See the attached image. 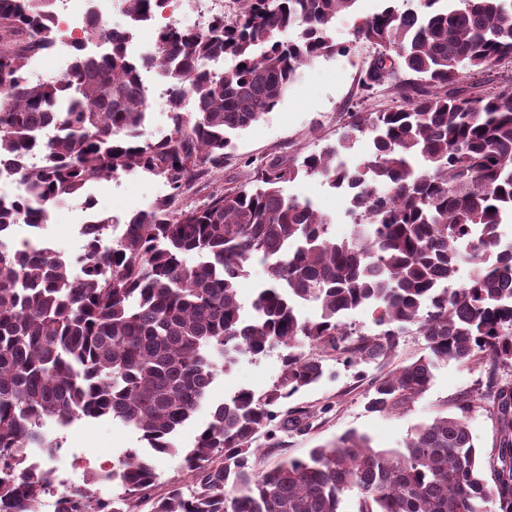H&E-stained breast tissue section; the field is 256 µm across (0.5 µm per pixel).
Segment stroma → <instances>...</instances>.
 <instances>
[{"mask_svg": "<svg viewBox=\"0 0 512 512\" xmlns=\"http://www.w3.org/2000/svg\"><path fill=\"white\" fill-rule=\"evenodd\" d=\"M389 5L401 11L415 10L419 0H356L351 11L337 18L332 33L333 40L344 45V52L319 58L306 67L288 96L273 112L239 132L223 169L215 173L209 186L182 197L179 207L203 205L213 191L247 182L246 160L275 156L294 158L335 143L340 117L356 102L360 75L374 53L371 44L358 37L355 24ZM286 191L298 198L313 200L322 212L333 216L334 223L329 229L332 237L349 236L351 224L344 214L342 193L307 177L288 183ZM168 192L164 179L144 172L95 180L86 189L94 203L93 211L120 220L147 208ZM88 213L77 200L53 207L44 230L46 240L67 255H79L84 245L80 227ZM304 351L322 359L326 375L318 384L288 399L286 405L311 411L312 426L304 434L279 433L272 445L266 439H258L259 452L253 458L256 470H266L286 458L307 456L310 449L347 431L368 436L377 447H397L417 424L446 415L458 399L479 396L486 379V364L462 367L449 363L436 371L429 391L410 409L392 416H380L366 412L364 408L365 378L378 374L377 365H367L360 372L345 366L332 350L308 345ZM282 354V348L278 347L257 358L241 355L229 371L219 373L210 388L206 405L198 409L179 432L180 454L157 457L159 478L150 491V501L142 503L140 512H151L153 500L165 495L171 483L190 487L191 477L184 468L181 454L192 447L198 430L209 419L211 408L242 389L258 395L267 392L281 371ZM45 432L48 437L62 442L53 462L56 472L68 471L73 459L81 458L83 467L78 474L84 482L103 467L116 464L126 450L144 446L132 427L115 420L82 419L65 428L50 422L46 424Z\"/></svg>", "mask_w": 512, "mask_h": 512, "instance_id": "35a3bbf8", "label": "stroma"}]
</instances>
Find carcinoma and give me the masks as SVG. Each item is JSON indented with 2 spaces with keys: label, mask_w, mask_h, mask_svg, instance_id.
<instances>
[{
  "label": "carcinoma",
  "mask_w": 512,
  "mask_h": 512,
  "mask_svg": "<svg viewBox=\"0 0 512 512\" xmlns=\"http://www.w3.org/2000/svg\"><path fill=\"white\" fill-rule=\"evenodd\" d=\"M55 2L0 0V177L24 186L0 200V468L22 448L61 447L43 431L49 420H118L149 453L119 460L108 502L85 484L60 493L58 512H136L158 479L152 457L177 451L174 435L222 363L280 346L272 387L214 408L183 459L192 490L172 484L152 512H512V384L499 377L512 368V250H500L512 224V76L477 94L459 85L463 72L512 63V0H419L362 18L356 31L376 52L336 143L260 162L251 181L187 210L175 202L224 168L233 137L273 111L304 67L343 50L331 34L356 0H236V18L161 28L139 59L127 45L162 0H122L126 27L92 21L66 75L34 81L32 54L61 42ZM289 29L297 37L285 42ZM222 56L233 64L212 69ZM147 69L165 77L172 112L173 130L157 140L144 132ZM385 84L401 104L370 109ZM363 136L367 155L340 165ZM136 171L170 193L122 224L92 217L75 258L42 238L51 207ZM301 176L348 192L349 237L331 239L334 218L285 193ZM18 224L30 228L20 240ZM254 261L267 280L247 317L237 281ZM463 263L469 277L446 287ZM301 301L319 317L302 318ZM368 306L381 330L356 336L344 318ZM409 330L428 353L372 378L367 412L410 408L449 362L489 364L481 397L418 424L399 448L348 432L254 470L257 434L272 442L310 427V411H280L325 375L304 343L348 366L384 364ZM477 408L499 435L485 462L470 430ZM48 486L27 471L0 480V512H39Z\"/></svg>",
  "instance_id": "carcinoma-1"
}]
</instances>
